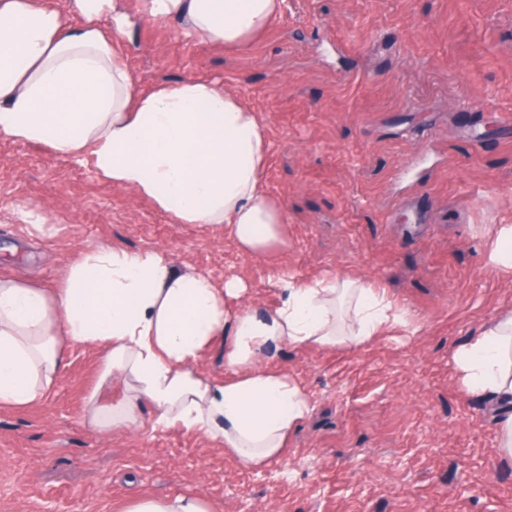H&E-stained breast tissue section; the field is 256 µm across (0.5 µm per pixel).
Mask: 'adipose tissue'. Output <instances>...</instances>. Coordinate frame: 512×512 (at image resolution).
Returning <instances> with one entry per match:
<instances>
[{"instance_id": "obj_1", "label": "adipose tissue", "mask_w": 512, "mask_h": 512, "mask_svg": "<svg viewBox=\"0 0 512 512\" xmlns=\"http://www.w3.org/2000/svg\"><path fill=\"white\" fill-rule=\"evenodd\" d=\"M281 0H140V14L177 20L214 45L239 46L267 29ZM113 10L115 24L98 18ZM79 13L82 26L69 25ZM133 24L116 0H0V134L39 142L57 155L91 159L114 186L130 188L181 224H217L239 248L261 256L284 246L282 205L263 186L266 129L240 98L194 78L143 95L112 40ZM280 302L267 313L232 308L242 282L217 285L176 269L160 249L100 246L70 265L55 293L0 277V406L44 400L65 368L61 345L90 344L101 354L99 385L84 418L102 433L140 430L143 405L153 428L178 426L220 439L251 467L282 455L288 435L310 411L287 374L254 368L268 350L294 346L359 347L387 335L404 317L384 290L350 276L312 282L288 269L270 279ZM224 343L234 378L213 382L195 365ZM462 391L505 407L500 446L512 455V313L498 317L457 358ZM123 512H212L201 497L143 496Z\"/></svg>"}]
</instances>
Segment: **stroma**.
<instances>
[{
  "mask_svg": "<svg viewBox=\"0 0 512 512\" xmlns=\"http://www.w3.org/2000/svg\"><path fill=\"white\" fill-rule=\"evenodd\" d=\"M122 3L135 27L116 50L140 91L192 77L257 113L286 244L244 254L222 226L178 223L91 163L0 135V276L51 292L88 249H164L217 283L240 279L237 308H276L282 268L342 274L386 289L410 328L259 358L311 401L259 468L180 427L99 434L83 417L97 351L64 344L43 402L0 407V512H114L176 491L214 512H512L502 411L456 378L458 348L512 310V270L486 259L512 225V0H283L236 47Z\"/></svg>",
  "mask_w": 512,
  "mask_h": 512,
  "instance_id": "stroma-1",
  "label": "stroma"
}]
</instances>
